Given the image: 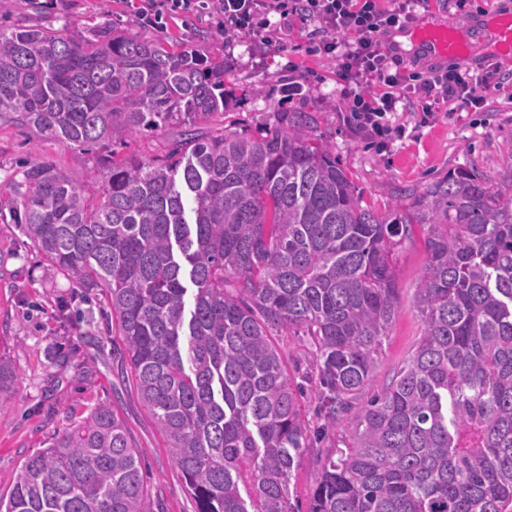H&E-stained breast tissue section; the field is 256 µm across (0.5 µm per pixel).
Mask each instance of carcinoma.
I'll use <instances>...</instances> for the list:
<instances>
[{
    "mask_svg": "<svg viewBox=\"0 0 512 512\" xmlns=\"http://www.w3.org/2000/svg\"><path fill=\"white\" fill-rule=\"evenodd\" d=\"M222 111V60L108 19L0 28V118L30 137L83 154L179 128L162 159L100 156L93 196L37 159L11 197L38 252L82 295L107 293L198 512H293L311 433L278 329L312 345L328 425L353 414L310 512H512V167L494 185L455 168L381 216L312 138V114L280 112L258 137L204 132ZM416 225L424 335L357 408L399 308L394 249ZM0 512H152L115 412L30 458Z\"/></svg>",
    "mask_w": 512,
    "mask_h": 512,
    "instance_id": "obj_1",
    "label": "carcinoma"
}]
</instances>
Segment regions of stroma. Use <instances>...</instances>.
<instances>
[{
  "mask_svg": "<svg viewBox=\"0 0 512 512\" xmlns=\"http://www.w3.org/2000/svg\"><path fill=\"white\" fill-rule=\"evenodd\" d=\"M0 0V24L15 28L59 26L69 21L84 27L98 20L109 5L120 28L160 41L173 40L204 57L225 62L226 106L210 115L207 130L226 129L259 136L274 125L278 113L311 112L312 135L326 143L347 166L364 206L383 214L396 200L411 202L414 194L449 170L465 166L499 179L512 163V97L507 92L481 108L453 114L437 113L421 124L415 102L394 116L404 136L382 147L366 139L346 119L347 85L336 75L335 63L319 50L322 34L316 22L296 15L282 20L281 40L266 46L246 37L224 40L205 15L167 19L162 28L146 26L128 0ZM512 10V0H468L457 11L453 0H429L432 22L470 23L480 27L492 13ZM393 32L380 37L382 50L401 60L405 71L425 74L461 64L429 57L394 42ZM477 71L512 74V63L480 55L462 64ZM305 79L303 92L286 97L289 75ZM176 134L162 128L139 136L119 135L109 145L116 157L150 161L163 157ZM53 162L88 193H96L100 175L93 155H80L56 142L28 144L8 120H0V196H7L30 156ZM428 262L422 232H414L396 248L395 281L399 313L375 359L369 389L388 383L414 352L424 323L414 298ZM98 298H85L79 288L38 253L23 225L0 215V359L12 364L16 380L0 396V497L9 498L27 460L56 439L81 426L101 406L110 407L125 425L138 449L153 512H198L184 478L173 464L165 441L143 406L134 383L128 353L117 328ZM274 341L295 382L304 388V410L311 431L325 439L308 449L293 479V506L309 512L312 491L340 430H324L317 406L319 389L312 347L306 337L279 330Z\"/></svg>",
  "mask_w": 512,
  "mask_h": 512,
  "instance_id": "1",
  "label": "stroma"
}]
</instances>
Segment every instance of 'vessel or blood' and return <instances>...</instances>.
Returning a JSON list of instances; mask_svg holds the SVG:
<instances>
[{
    "instance_id": "1",
    "label": "vessel or blood",
    "mask_w": 512,
    "mask_h": 512,
    "mask_svg": "<svg viewBox=\"0 0 512 512\" xmlns=\"http://www.w3.org/2000/svg\"><path fill=\"white\" fill-rule=\"evenodd\" d=\"M410 37L416 46L443 58L463 59L482 47L508 60L512 58V14L495 15L480 35L452 23H421L411 28Z\"/></svg>"
}]
</instances>
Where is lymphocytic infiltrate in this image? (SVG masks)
<instances>
[{"instance_id": "1", "label": "lymphocytic infiltrate", "mask_w": 512, "mask_h": 512, "mask_svg": "<svg viewBox=\"0 0 512 512\" xmlns=\"http://www.w3.org/2000/svg\"><path fill=\"white\" fill-rule=\"evenodd\" d=\"M427 0H139L138 15L153 25L166 14L200 13L213 19L218 32L231 38L254 36L271 43L276 31L271 15L301 13L316 19L324 37L320 50L335 61L349 88L351 119L367 135L382 140L394 132L391 114L414 99L424 119L439 112H460L483 105L501 90L494 72L481 75L438 70L417 79L404 73L400 60L385 54L384 32L401 29L414 9Z\"/></svg>"}]
</instances>
